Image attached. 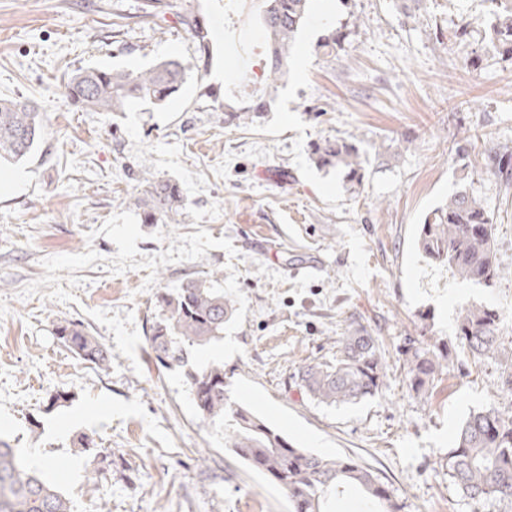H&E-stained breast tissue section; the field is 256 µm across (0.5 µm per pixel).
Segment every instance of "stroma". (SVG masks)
<instances>
[{
	"mask_svg": "<svg viewBox=\"0 0 512 512\" xmlns=\"http://www.w3.org/2000/svg\"><path fill=\"white\" fill-rule=\"evenodd\" d=\"M402 3L312 0L273 87L264 0H0V98L33 101L44 123L30 158L0 165L18 180L0 192V440L50 461L73 512H289L225 451L223 426L199 419L182 372L149 357L156 295L213 272L236 313L190 360L223 364L233 400L296 447L370 468L400 512H512L463 498L443 464L471 412L512 414V395L492 388L496 365L466 359L420 400L397 354L408 334L453 340L468 303L497 307L512 333V199L481 168L485 145L512 146V54L486 26L455 35L487 0H422L417 21ZM186 11L207 33L206 66ZM331 28L344 38L329 57L319 43ZM167 58L188 76L163 106L83 112L66 94L80 70ZM260 97L261 119L225 126V107ZM323 138L365 153L361 187L316 168L310 144ZM143 167L179 182L176 223H142L130 205ZM462 186L496 224L490 288L416 247L426 214ZM354 321L379 338L385 385L354 405L310 400L299 369L331 360ZM64 322L108 348L110 365L66 350ZM60 391L70 401L50 405ZM80 434L95 451L74 448Z\"/></svg>",
	"mask_w": 512,
	"mask_h": 512,
	"instance_id": "stroma-1",
	"label": "stroma"
}]
</instances>
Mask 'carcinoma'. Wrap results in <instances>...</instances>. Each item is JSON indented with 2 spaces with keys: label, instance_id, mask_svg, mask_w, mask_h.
Listing matches in <instances>:
<instances>
[{
  "label": "carcinoma",
  "instance_id": "obj_1",
  "mask_svg": "<svg viewBox=\"0 0 512 512\" xmlns=\"http://www.w3.org/2000/svg\"><path fill=\"white\" fill-rule=\"evenodd\" d=\"M494 6L490 27L500 45L512 53V6ZM310 0H265L262 26L267 42V77L282 80L298 33L306 21ZM182 24L197 43L199 60H206L209 43L191 13ZM186 71L176 59L147 69L87 68L74 74L67 95L80 109L123 112L136 102L161 104L179 92ZM266 103L224 111V124H250L261 117ZM42 114L27 101L0 99V162L17 163L42 141ZM317 168L330 169L345 182L360 185L365 160L345 138L318 139L310 145ZM482 168L512 194V148L492 144L481 153ZM129 204L145 224L173 223L184 207L179 184L171 179L142 176ZM416 244L429 260L447 266L461 281L491 287L499 276L500 260L493 216L467 189L460 188L434 208L419 225ZM161 317L148 342L156 362L166 368H187L186 383L203 422L224 424V449L248 468L278 486L290 512H330L331 498L351 490L364 499L363 512H398L389 487L351 457H326L297 448L277 429L232 401L224 384V365L188 367V349L223 337L224 323L235 314L234 301L208 278H189L172 293L157 296ZM55 335L76 358L99 368L111 355L95 337L77 324L65 322ZM457 340L478 360L501 362L512 355V339L504 335V315L492 306L468 304L459 309ZM336 358L301 367L299 385L326 406L355 404L379 393L388 365L378 337L364 325H349L336 338ZM398 353L405 366L407 387L424 399L453 362L456 346L426 343L404 336ZM448 477L472 500L512 504V415L489 408L472 412L460 426L446 454ZM0 512H72L67 499L43 473L27 468L9 444L0 441Z\"/></svg>",
  "mask_w": 512,
  "mask_h": 512
}]
</instances>
